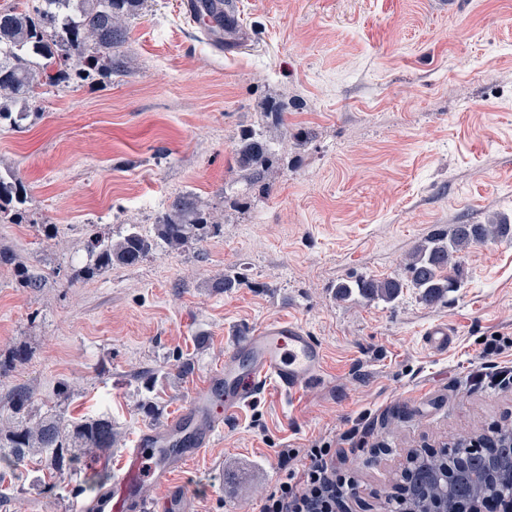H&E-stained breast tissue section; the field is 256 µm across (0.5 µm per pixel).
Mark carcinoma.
<instances>
[{
    "instance_id": "cac0c4a2",
    "label": "carcinoma",
    "mask_w": 512,
    "mask_h": 512,
    "mask_svg": "<svg viewBox=\"0 0 512 512\" xmlns=\"http://www.w3.org/2000/svg\"><path fill=\"white\" fill-rule=\"evenodd\" d=\"M147 0H23L0 9V125L18 131L32 112L45 87L75 88L103 85L112 76L131 74L130 63L120 47L127 38L126 22L139 17ZM234 163L241 182L249 188L270 190L274 167L273 139L264 130L243 129L234 141ZM30 189L15 172L0 171V222L29 224L27 204ZM219 232L209 210L187 196L177 195L163 207L147 235L132 224L114 240L94 235L86 244L87 261L72 270L69 281L90 279L113 266L134 265L152 254L158 242L179 250L192 241L201 242ZM512 238V225L457 224L449 234L433 235L411 252L406 268L410 282L399 277H366L342 282L337 297L357 293L369 301L394 302L410 286L427 305H435L465 280L464 254L489 239ZM23 288H38L41 279L24 265L14 269ZM28 360L17 348L8 360L0 359V377ZM14 419L0 428V483L8 473L31 466L42 473L38 481L53 487L56 481L76 476L87 463L107 460L118 441V432L108 415L81 416L63 420L56 414L40 413L33 392L15 386L9 395ZM501 452L490 460L460 439L448 449L433 454L418 469L404 503L388 500L386 508L409 512L426 500L439 501L453 509L473 495L476 481L492 471L497 479L490 493L512 496V436L498 433ZM466 472L458 482L443 478L445 464Z\"/></svg>"
}]
</instances>
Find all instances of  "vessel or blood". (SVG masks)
Returning <instances> with one entry per match:
<instances>
[{
  "label": "vessel or blood",
  "mask_w": 512,
  "mask_h": 512,
  "mask_svg": "<svg viewBox=\"0 0 512 512\" xmlns=\"http://www.w3.org/2000/svg\"><path fill=\"white\" fill-rule=\"evenodd\" d=\"M182 6L221 49L237 50L247 40L237 13L225 11L220 28L199 19L202 0H182ZM423 342L429 350L443 352L454 344L455 333L447 323H436L425 329ZM325 381V351L301 324L282 319L241 333L203 389L165 425L142 430L113 470L108 489L90 502H77V512H166L177 498L176 475L212 445L225 417L251 403L266 384L294 395ZM151 485L162 489L161 498L148 497Z\"/></svg>",
  "instance_id": "obj_1"
}]
</instances>
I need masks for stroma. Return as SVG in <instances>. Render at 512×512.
I'll list each match as a JSON object with an SVG mask.
<instances>
[{"mask_svg": "<svg viewBox=\"0 0 512 512\" xmlns=\"http://www.w3.org/2000/svg\"><path fill=\"white\" fill-rule=\"evenodd\" d=\"M179 2L148 0L129 21L131 76L49 89L23 130H0V168L29 184L35 218L0 223V248L42 279L23 288L0 265V354L30 353L0 378V421L23 384L41 410L111 416L120 457L223 365L232 336L291 317L323 345L326 384L295 402L261 391L225 419L180 479L185 506L259 512L279 449L341 447L363 417L342 502L385 512L408 454L512 426V382L473 380L482 338H512V239L473 246L462 287L434 306L410 288L391 304L336 297L342 281L405 276L408 254L453 225L512 221V0H234L248 40L230 54ZM270 101L285 134L265 195L238 182L232 141L272 130ZM178 193L219 234L69 284L91 231L152 232ZM227 272L240 284L214 292ZM438 321L456 333L443 353L422 340ZM101 472L46 494L25 471L16 495L25 512H72Z\"/></svg>", "mask_w": 512, "mask_h": 512, "instance_id": "obj_1", "label": "stroma"}]
</instances>
